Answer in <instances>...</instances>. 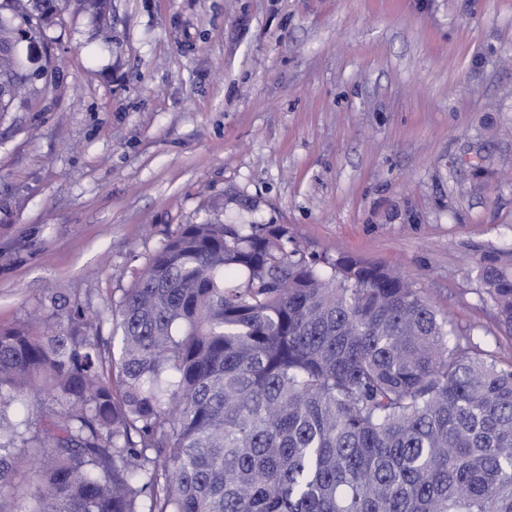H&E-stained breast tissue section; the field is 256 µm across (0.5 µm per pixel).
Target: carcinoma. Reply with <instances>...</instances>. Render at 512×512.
Instances as JSON below:
<instances>
[{
	"label": "carcinoma",
	"mask_w": 512,
	"mask_h": 512,
	"mask_svg": "<svg viewBox=\"0 0 512 512\" xmlns=\"http://www.w3.org/2000/svg\"><path fill=\"white\" fill-rule=\"evenodd\" d=\"M48 71L1 50L0 112ZM480 279L512 334V273ZM0 512H512V367L393 267L184 224L105 309L0 327Z\"/></svg>",
	"instance_id": "1"
}]
</instances>
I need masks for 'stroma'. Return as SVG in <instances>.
I'll return each instance as SVG.
<instances>
[{
    "label": "stroma",
    "mask_w": 512,
    "mask_h": 512,
    "mask_svg": "<svg viewBox=\"0 0 512 512\" xmlns=\"http://www.w3.org/2000/svg\"><path fill=\"white\" fill-rule=\"evenodd\" d=\"M0 114V326L106 304L183 224L393 265L512 364V0H69ZM480 279L484 293L493 303L498 324L512 336V273L489 268L482 271Z\"/></svg>",
    "instance_id": "stroma-1"
}]
</instances>
